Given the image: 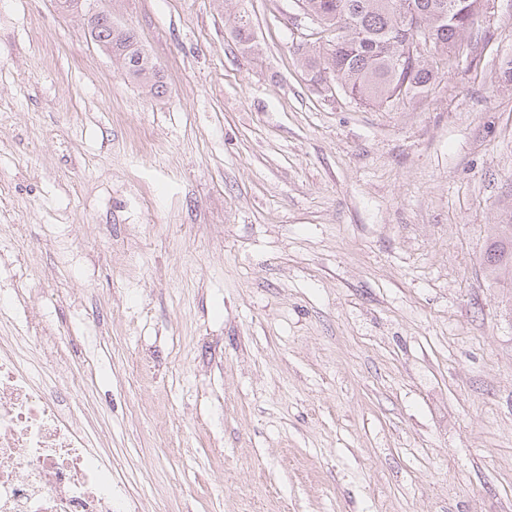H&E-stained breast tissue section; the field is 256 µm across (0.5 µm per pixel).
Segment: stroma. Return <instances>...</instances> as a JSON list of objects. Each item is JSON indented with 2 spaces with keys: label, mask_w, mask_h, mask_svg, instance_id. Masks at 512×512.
Returning a JSON list of instances; mask_svg holds the SVG:
<instances>
[{
  "label": "stroma",
  "mask_w": 512,
  "mask_h": 512,
  "mask_svg": "<svg viewBox=\"0 0 512 512\" xmlns=\"http://www.w3.org/2000/svg\"><path fill=\"white\" fill-rule=\"evenodd\" d=\"M97 6L163 94L0 0V293L117 512H512V0L389 106L313 82L297 0ZM486 257L485 263L491 273L500 274L508 264L512 268V224L497 225V232L487 248Z\"/></svg>",
  "instance_id": "1"
}]
</instances>
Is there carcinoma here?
Instances as JSON below:
<instances>
[{"instance_id":"obj_1","label":"carcinoma","mask_w":512,"mask_h":512,"mask_svg":"<svg viewBox=\"0 0 512 512\" xmlns=\"http://www.w3.org/2000/svg\"><path fill=\"white\" fill-rule=\"evenodd\" d=\"M305 14L324 32L332 33L333 45L324 55L304 58V64L321 73H332L342 89L366 105L393 104L412 99L433 84L441 67L451 70L453 53L468 41L472 24L484 0H411L417 19L428 30L431 55L419 59L399 55L406 40L401 25L403 0H299ZM98 45L112 53L122 73L149 93L157 94L159 71L140 47L136 34L116 30L106 18L90 28ZM235 38L247 49L254 47L249 22L239 19ZM486 257L491 272L499 274L512 265V224L497 225Z\"/></svg>"}]
</instances>
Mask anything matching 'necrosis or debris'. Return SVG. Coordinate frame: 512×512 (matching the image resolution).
<instances>
[{
    "instance_id": "obj_1",
    "label": "necrosis or debris",
    "mask_w": 512,
    "mask_h": 512,
    "mask_svg": "<svg viewBox=\"0 0 512 512\" xmlns=\"http://www.w3.org/2000/svg\"><path fill=\"white\" fill-rule=\"evenodd\" d=\"M0 512H113L111 463L2 335Z\"/></svg>"
}]
</instances>
